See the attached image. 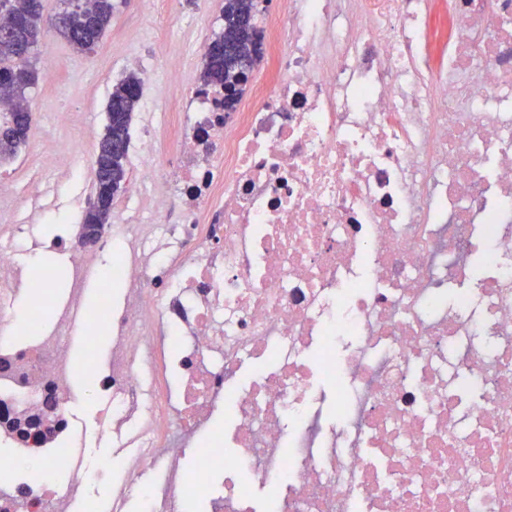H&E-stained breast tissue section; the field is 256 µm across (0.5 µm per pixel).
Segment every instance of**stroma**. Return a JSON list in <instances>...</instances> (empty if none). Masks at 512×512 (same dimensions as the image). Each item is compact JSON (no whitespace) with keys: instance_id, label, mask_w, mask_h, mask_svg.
Masks as SVG:
<instances>
[{"instance_id":"stroma-1","label":"stroma","mask_w":512,"mask_h":512,"mask_svg":"<svg viewBox=\"0 0 512 512\" xmlns=\"http://www.w3.org/2000/svg\"><path fill=\"white\" fill-rule=\"evenodd\" d=\"M117 9L104 39L90 53L76 52L54 28H45L38 47L41 67L56 71L54 83L39 81L31 90L29 106L35 126L29 142L15 157L0 162V176L15 181L18 190L39 184L47 191V202L68 213L62 233H75L82 220L81 212L89 200L81 186L62 177L59 171L41 164L49 149L71 148L82 162L93 163L106 124V107L114 84L131 74L132 56L152 57L158 66L157 77L143 84L142 96L149 106H138L131 126L139 134L149 110H163L165 94L171 85L185 87L198 83L202 62L178 73L163 65L168 55L179 52L183 38L165 19L158 17L150 0H115ZM78 108L82 125L61 128L56 124L58 112ZM112 413V395L92 387L85 379L75 378L74 390L66 405V414L80 438L81 460L92 474L79 512H99L98 506L110 492L109 479L117 474L126 457L119 448V433L103 437L101 424Z\"/></svg>"}]
</instances>
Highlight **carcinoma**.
<instances>
[{
	"label": "carcinoma",
	"mask_w": 512,
	"mask_h": 512,
	"mask_svg": "<svg viewBox=\"0 0 512 512\" xmlns=\"http://www.w3.org/2000/svg\"><path fill=\"white\" fill-rule=\"evenodd\" d=\"M65 17L57 32L78 52H90L111 25L116 6L112 0H60ZM250 7L248 0H224L223 20L227 41L216 34L207 48L200 81L205 86H222L231 82L233 73L226 62L239 58L240 51L251 43L252 35L238 29L237 19ZM43 0H0V15L17 20L16 25L0 34V102L15 107L3 113L0 121V156H10L27 144L34 122L28 95L39 79L37 46L44 25ZM142 80L134 73L117 83L107 103V123L94 160L97 201L84 213L81 238H94L97 228L107 224L112 202L125 182V160L130 141L134 112L141 98ZM46 410L38 417L40 434L56 437L62 422L57 404L45 396Z\"/></svg>",
	"instance_id": "1"
}]
</instances>
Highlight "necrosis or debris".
<instances>
[{"label": "necrosis or debris", "instance_id": "obj_1", "mask_svg": "<svg viewBox=\"0 0 512 512\" xmlns=\"http://www.w3.org/2000/svg\"><path fill=\"white\" fill-rule=\"evenodd\" d=\"M261 41L266 79L233 111L199 85L143 127L132 189L93 244L49 241L67 300L14 260L42 208L0 212V321L28 299L26 339L0 336L15 364L0 416L44 384L65 403L80 374L111 391L101 432L128 425L135 450L107 512L140 494L150 512H512V0H283ZM107 273L123 286L99 294L109 360L90 346L80 367L63 338ZM339 374L334 427L314 404ZM2 443L42 461L10 512H77L72 427L25 442L0 427Z\"/></svg>", "mask_w": 512, "mask_h": 512}]
</instances>
